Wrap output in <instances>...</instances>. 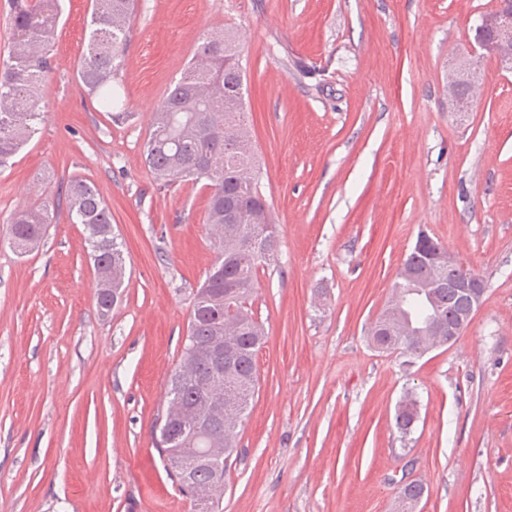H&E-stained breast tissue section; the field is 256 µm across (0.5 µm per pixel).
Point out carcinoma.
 <instances>
[{"label": "carcinoma", "instance_id": "cac0c4a2", "mask_svg": "<svg viewBox=\"0 0 512 512\" xmlns=\"http://www.w3.org/2000/svg\"><path fill=\"white\" fill-rule=\"evenodd\" d=\"M46 2L11 0L15 45L9 63L0 71V103L6 104L0 108V165L39 133L43 121L40 92L50 68L48 45L54 28ZM134 9V0H90L86 46L77 76L105 112L123 110V102L112 95L111 82L124 60ZM240 54L239 38L231 28L204 39L153 113L152 129L143 146L145 163L157 179L208 180L207 224L213 231L215 250L190 315L188 333L194 341L183 343L168 380L167 411L161 426L179 424L184 414L210 413L214 401L196 385L209 381V368L199 360L195 344L224 335L230 325L238 329L236 356L217 382L221 388L229 386L236 391L232 401L236 414L216 420L210 434L191 445V453L202 456V461L194 469V487H180L194 512H200V499L206 500L207 512H218L224 496V472L237 453V437L258 386L256 354L264 333L249 299L259 268L276 252L280 233L258 178L249 184L238 178L243 164L257 168ZM61 196L70 223L84 227L86 248L97 274L98 311L107 317L121 295L126 264L122 244L112 232L109 208L95 185L84 178L68 179ZM234 210L242 213L241 223H224V214ZM51 223L50 212L43 208L14 214L9 221L14 246L22 253L35 249ZM445 253L447 249L428 234L411 249L392 284V291L406 298L407 310L391 305L382 311L401 317L405 332L381 329L379 335L369 336L374 349L419 358L428 353L437 322L446 324L448 317L467 308V299L450 287L464 266L448 269ZM416 280L431 287L417 288ZM417 418L416 400L405 398L397 404L395 426L402 436L410 434ZM153 445L162 459L179 455L185 448L182 442L164 443L158 433ZM423 492V485L416 481L404 484L398 495L399 512H408L409 504Z\"/></svg>", "mask_w": 512, "mask_h": 512}]
</instances>
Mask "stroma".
<instances>
[{
	"label": "stroma",
	"instance_id": "obj_1",
	"mask_svg": "<svg viewBox=\"0 0 512 512\" xmlns=\"http://www.w3.org/2000/svg\"><path fill=\"white\" fill-rule=\"evenodd\" d=\"M497 4L137 0L116 119L76 78L89 0H63L41 131L0 166V512H191L153 430L215 256L209 193L160 185L142 145L202 38L227 26L280 241L250 298L266 337L222 512H394L413 480L421 512H512V73L478 59L470 112L448 95ZM73 176L95 184L125 251L106 317L83 227L57 204ZM33 206L53 220L21 254L7 221ZM422 231L487 291L453 346L409 361L368 330ZM418 418L417 402L413 398L401 400L395 410V426L400 434L407 436L412 430V423Z\"/></svg>",
	"mask_w": 512,
	"mask_h": 512
}]
</instances>
